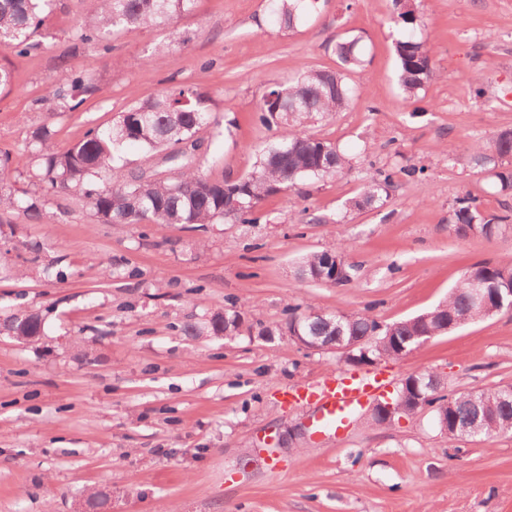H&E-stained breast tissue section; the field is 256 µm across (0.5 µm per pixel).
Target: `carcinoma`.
<instances>
[{"label": "carcinoma", "mask_w": 512, "mask_h": 512, "mask_svg": "<svg viewBox=\"0 0 512 512\" xmlns=\"http://www.w3.org/2000/svg\"><path fill=\"white\" fill-rule=\"evenodd\" d=\"M55 0H0V43L12 44L16 52L26 55L48 45L46 33ZM97 13L68 36L70 46L58 55L62 78L53 83L47 94L36 99L47 112L77 109L83 97L98 91L93 78L78 71L71 59L81 48L112 51V35L129 27L151 28L164 25L194 9L196 0H98ZM280 26L295 28L314 12L319 0H274ZM396 23L414 29L420 25L416 10L404 0ZM336 56L345 71L310 69L288 85L271 83L258 107L263 125L285 116L281 136L271 143L255 172L238 180H212L188 163L201 147L198 132L209 123L214 99L210 92L193 85H176L156 96L138 102L122 112L105 128L92 127L72 146L57 150L55 131L48 125L34 128L29 144L39 161L42 194L26 191L17 194L0 189V213L13 212L49 224L54 215L47 211V197L72 189L89 200L95 216L104 224H212L221 218L232 223L253 224L256 207L266 197L294 188L305 180H319L342 172L349 161L327 142L304 134L301 119L327 117L344 108L352 89L346 72L363 63L360 40L336 44ZM399 82L409 97L417 94L431 79L433 70L430 50L421 40L395 42ZM145 150L165 152L167 169L149 174L126 173L122 160L128 143ZM475 162L488 168L494 185L503 193L512 192V130L492 136ZM394 185V173L379 171L364 193L349 201V208L361 210L376 201ZM512 216L487 215L474 202L460 200L453 209L452 224L460 235L472 232L490 237ZM346 244L338 241L322 252L312 253L301 262V272L309 279L336 284L333 275L336 261L344 263L345 282L353 278V266L345 262ZM479 281L486 288H512V264L478 263L465 271L451 289L448 299L433 309L410 319L383 325L366 314L336 312L307 319L298 309H288L290 322H300L301 334L331 341L340 336L346 341L363 340L372 345L368 358L399 359L418 350L415 337L440 331L448 325L467 324L484 317L470 301V288ZM242 321L236 312H214L204 322L187 321L182 325L186 336H223L240 332ZM0 328L22 341H35L43 335L42 318L36 313L19 311L0 321ZM407 377L396 394L407 404V414L417 410L416 398L428 392L423 378ZM437 400L447 401L446 427L441 432L453 439L473 424L480 435L490 437L512 431V403L501 404L502 389L481 393L445 392L442 383L435 385Z\"/></svg>", "instance_id": "carcinoma-1"}]
</instances>
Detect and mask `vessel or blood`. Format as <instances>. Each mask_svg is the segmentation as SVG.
<instances>
[{"label":"vessel or blood","mask_w":512,"mask_h":512,"mask_svg":"<svg viewBox=\"0 0 512 512\" xmlns=\"http://www.w3.org/2000/svg\"><path fill=\"white\" fill-rule=\"evenodd\" d=\"M387 386L386 379L379 374L330 375L315 384L283 387L278 400L285 407L314 406L320 434L336 436L346 433L351 416L381 395Z\"/></svg>","instance_id":"b4317fda"}]
</instances>
